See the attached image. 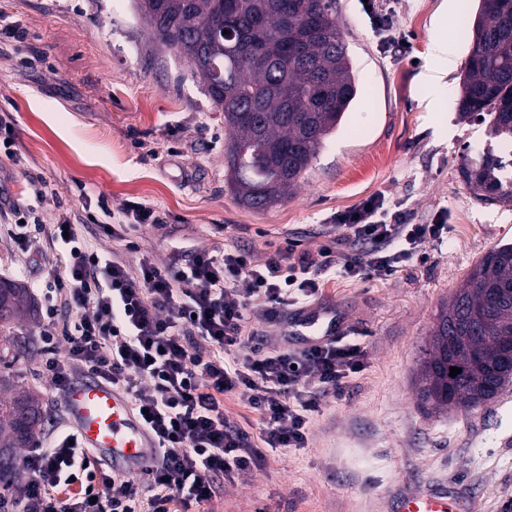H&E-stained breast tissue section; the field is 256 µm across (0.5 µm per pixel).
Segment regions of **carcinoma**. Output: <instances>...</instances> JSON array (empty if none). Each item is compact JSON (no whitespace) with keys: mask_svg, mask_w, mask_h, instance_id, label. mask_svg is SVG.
<instances>
[{"mask_svg":"<svg viewBox=\"0 0 512 512\" xmlns=\"http://www.w3.org/2000/svg\"><path fill=\"white\" fill-rule=\"evenodd\" d=\"M156 46L186 61L224 112L227 183L245 207L266 210L290 195L357 96L336 0H133ZM237 29L235 40L224 27ZM459 111L490 117L501 146L465 164L479 199L512 202V0H479L461 82ZM27 288L0 278V361L12 353L11 324ZM461 373L449 376L450 368ZM512 383V245L485 254L444 304L415 386L432 413L477 410ZM38 400L0 401V456L33 436Z\"/></svg>","mask_w":512,"mask_h":512,"instance_id":"carcinoma-1","label":"carcinoma"}]
</instances>
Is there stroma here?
I'll use <instances>...</instances> for the list:
<instances>
[{"mask_svg":"<svg viewBox=\"0 0 512 512\" xmlns=\"http://www.w3.org/2000/svg\"><path fill=\"white\" fill-rule=\"evenodd\" d=\"M409 39L393 47L376 36L358 0H336V16L357 74L353 108L325 141L294 194L256 212L225 181L224 114L184 62L152 50L131 0H0V12L29 37L0 34V116L12 132L0 144V194L36 207L44 224L81 213L105 197L112 211L138 201L166 224L125 240L82 228L90 243L137 267L140 253L231 245L259 252L282 234L317 252L322 225L362 200L401 201L410 223L448 212V240L422 262L383 281L329 279L319 307L335 309L346 340L366 349V368L341 395L327 397L308 447L227 486L219 512H392L403 484L459 485L478 492V512L512 500V385L475 411L422 409L415 374L432 324L474 265L512 244V203L471 194L460 166L490 146L486 125L461 119L458 99L469 45L450 34L454 69L433 46L441 29L472 18L476 0H394ZM454 95L442 97L441 88ZM45 258L0 238V277L22 280L31 304L14 323L17 355L0 363V400L38 399L45 417L64 415L40 372L43 299L36 286Z\"/></svg>","mask_w":512,"mask_h":512,"instance_id":"stroma-1","label":"stroma"}]
</instances>
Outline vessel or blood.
Here are the masks:
<instances>
[{
	"mask_svg": "<svg viewBox=\"0 0 512 512\" xmlns=\"http://www.w3.org/2000/svg\"><path fill=\"white\" fill-rule=\"evenodd\" d=\"M291 332L306 344L334 339L338 321L332 313H304ZM65 409L83 447L93 449L116 473H144L156 455V443L128 397L110 384L88 378L74 385ZM475 499L456 488H416L401 492L395 512H472Z\"/></svg>",
	"mask_w": 512,
	"mask_h": 512,
	"instance_id": "1",
	"label": "vessel or blood"
}]
</instances>
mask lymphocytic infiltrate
<instances>
[{
    "label": "lymphocytic infiltrate",
    "instance_id": "1",
    "mask_svg": "<svg viewBox=\"0 0 512 512\" xmlns=\"http://www.w3.org/2000/svg\"><path fill=\"white\" fill-rule=\"evenodd\" d=\"M163 221L135 201L112 213L102 197L78 218L59 214L47 236L56 260L40 285L43 375L65 393L75 373H86L147 413L158 454L146 476L114 474L76 445L75 432L54 431L21 453L23 476L0 494V512H216L225 486L264 467L268 450L307 447L311 414L366 368L360 344L336 338L264 352L245 327L311 305L330 272L384 280L448 235L445 216L410 224L400 204L372 196L333 217L340 234L315 258L286 236L272 252L197 249L161 263L145 256L134 271L78 231L140 232ZM228 394L257 414V433L225 412ZM81 473L91 486L75 488Z\"/></svg>",
    "mask_w": 512,
    "mask_h": 512
}]
</instances>
